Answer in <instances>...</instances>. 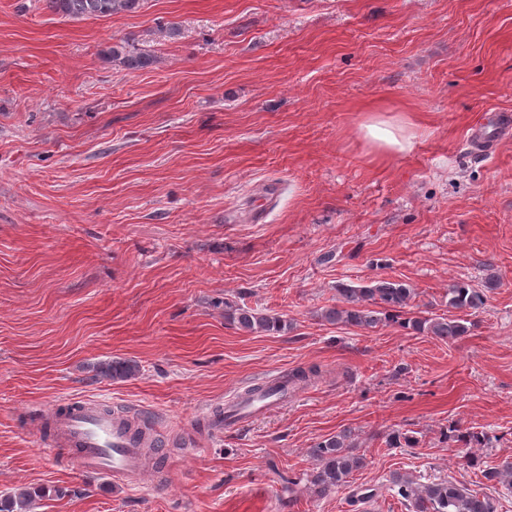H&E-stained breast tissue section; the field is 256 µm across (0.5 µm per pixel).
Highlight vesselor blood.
Masks as SVG:
<instances>
[{
	"label": "vessel or blood",
	"instance_id": "b4317fda",
	"mask_svg": "<svg viewBox=\"0 0 512 512\" xmlns=\"http://www.w3.org/2000/svg\"><path fill=\"white\" fill-rule=\"evenodd\" d=\"M276 397L240 401L226 416L214 417L216 429L235 426L247 416L275 405ZM50 423L54 440L47 453L53 457H68L86 470L105 472L122 485L138 483L141 476V453L132 433L113 422L110 414L88 402H75L53 410Z\"/></svg>",
	"mask_w": 512,
	"mask_h": 512
}]
</instances>
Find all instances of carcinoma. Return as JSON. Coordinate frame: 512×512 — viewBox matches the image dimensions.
Listing matches in <instances>:
<instances>
[{
	"instance_id": "cac0c4a2",
	"label": "carcinoma",
	"mask_w": 512,
	"mask_h": 512,
	"mask_svg": "<svg viewBox=\"0 0 512 512\" xmlns=\"http://www.w3.org/2000/svg\"><path fill=\"white\" fill-rule=\"evenodd\" d=\"M45 9L69 19L107 17L121 12H136L143 0H42ZM102 56L117 61L127 69H143L153 63L152 55L130 53L123 45H112L102 50ZM496 282L490 273L482 287L466 281L448 285V309L472 314L485 308L488 293ZM339 300L325 309L321 317L330 324H344L370 330L389 324H399L418 334L435 336L454 343L470 331V325L453 315L410 316L414 289L405 282L373 277L359 282L342 284L337 288ZM225 316L248 332L278 333L287 327L281 316L262 313L240 305L225 304ZM140 372L137 362L116 359L97 367V373L114 381H124ZM317 369H297L280 381L276 390L293 386L315 375ZM444 439L459 448H484L490 442L484 431H461L451 427ZM351 432L340 431L322 439L310 450L313 468L309 483L320 494H328L349 486L355 472L363 469L366 458L354 451ZM482 477L501 489L512 493V461L504 460L496 467L482 471ZM393 495L414 508V512H498L497 498L472 489L465 484L447 479L422 482L417 478L394 473L389 480ZM36 493L21 490L0 499V512H34Z\"/></svg>"
}]
</instances>
